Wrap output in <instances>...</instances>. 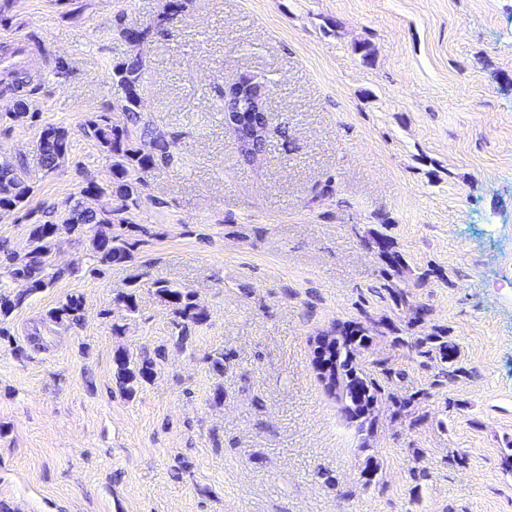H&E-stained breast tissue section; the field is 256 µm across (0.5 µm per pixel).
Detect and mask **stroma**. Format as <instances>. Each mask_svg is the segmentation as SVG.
Here are the masks:
<instances>
[{
  "instance_id": "1",
  "label": "stroma",
  "mask_w": 512,
  "mask_h": 512,
  "mask_svg": "<svg viewBox=\"0 0 512 512\" xmlns=\"http://www.w3.org/2000/svg\"><path fill=\"white\" fill-rule=\"evenodd\" d=\"M164 2L12 0L0 52L39 37L22 60L40 118L0 124V156L23 159L33 188L26 211L0 215L8 250L107 180L81 128L122 96L112 65L129 47L109 26L153 23ZM143 61L145 110L179 161L145 176L131 262L92 275L88 239L62 235L64 276L13 313L0 512H512V0H190ZM245 74L271 81L266 107L288 122L251 164L214 94ZM46 124L73 141L51 173ZM383 238L402 257L397 293ZM137 272L148 283L130 315L114 295ZM153 279L193 289L209 313L185 348ZM69 295L83 322L51 323ZM421 305L428 319L413 323ZM336 322L370 336L356 358L379 389L364 438L313 369L310 339ZM431 333L457 347L453 381L407 347ZM121 346L166 349L130 399L112 371Z\"/></svg>"
}]
</instances>
